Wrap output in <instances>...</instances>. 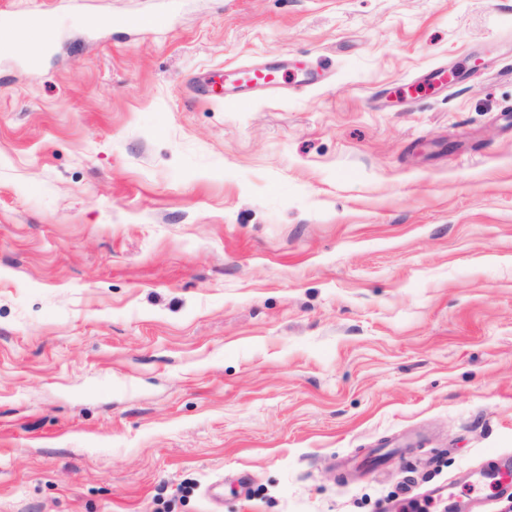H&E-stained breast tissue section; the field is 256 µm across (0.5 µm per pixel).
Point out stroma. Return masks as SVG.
Returning <instances> with one entry per match:
<instances>
[{
  "label": "stroma",
  "mask_w": 512,
  "mask_h": 512,
  "mask_svg": "<svg viewBox=\"0 0 512 512\" xmlns=\"http://www.w3.org/2000/svg\"><path fill=\"white\" fill-rule=\"evenodd\" d=\"M162 3L0 0V512H512V0ZM286 74L280 69L272 67L254 68V69H238L231 71H224V75L218 76L219 80L212 78L208 81L211 91L216 94H223V83L225 93V83L228 81L237 88H256V87H271L281 84L285 80ZM221 85V91L215 92L216 84Z\"/></svg>",
  "instance_id": "stroma-1"
}]
</instances>
